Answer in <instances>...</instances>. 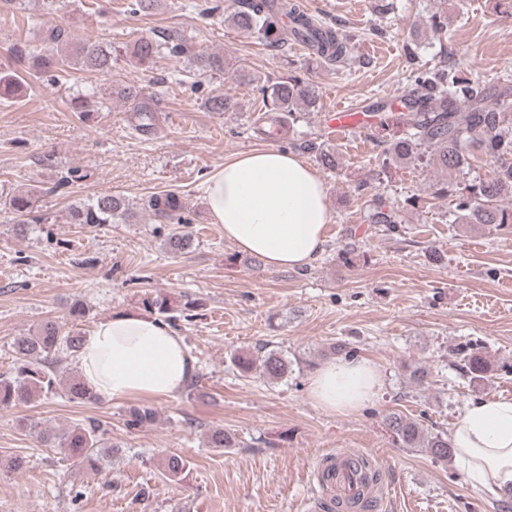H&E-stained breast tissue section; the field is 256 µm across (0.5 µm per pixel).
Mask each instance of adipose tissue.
<instances>
[{"label": "adipose tissue", "instance_id": "obj_1", "mask_svg": "<svg viewBox=\"0 0 512 512\" xmlns=\"http://www.w3.org/2000/svg\"><path fill=\"white\" fill-rule=\"evenodd\" d=\"M203 193L225 240L272 270L306 269L323 253L330 221L327 189L303 159L273 146L234 155L211 169ZM83 382L102 399H167L195 370L182 336L139 310L105 316L84 334L77 356ZM383 385L377 364L332 358L308 379L318 407L350 413L371 404ZM454 457L485 495H512V399L487 397L465 406L453 427Z\"/></svg>", "mask_w": 512, "mask_h": 512}]
</instances>
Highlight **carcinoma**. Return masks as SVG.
Listing matches in <instances>:
<instances>
[{"label": "carcinoma", "instance_id": "obj_1", "mask_svg": "<svg viewBox=\"0 0 512 512\" xmlns=\"http://www.w3.org/2000/svg\"><path fill=\"white\" fill-rule=\"evenodd\" d=\"M289 20L287 34L295 40L310 44L312 54L321 61L344 63L347 60L346 37L330 26H324L309 17L300 6L290 0H238V8L230 14L239 28L261 35L269 42L280 40L281 32L274 24V16ZM44 46L38 49L25 41L13 46V56L18 61L31 59L39 71L51 74L53 81H60L67 68L78 66L82 70L108 74L112 72V43L97 41L76 44L63 25H49L42 29ZM189 52L187 40L172 35L160 42L140 37L133 45L131 58L138 66L150 68L162 53L182 57ZM197 75L224 70L220 56L193 57ZM413 89L403 112H385L377 132L388 133L384 145L381 167L405 161L434 164L450 172L462 173L472 162L484 158L493 166V173L486 179L472 181L464 186L449 184L438 189V196L454 202V212L467 224H481L488 230L512 227V206L500 204L501 198L512 193V79L506 77L500 84L489 87L463 79L457 73L420 70L410 73ZM21 77L14 72L0 73V96L11 98L20 90ZM256 91L269 112H286L293 115L315 106L317 91L312 83L299 76L274 83L257 82ZM124 98L131 102L136 129L145 131L150 126L153 113L159 111L160 100L153 103L141 101V92L134 86L123 90ZM105 109L92 89L74 98L72 111L84 118L92 112ZM299 148L314 152L320 164L329 171L339 169L335 151L323 149L313 142ZM85 178L78 168H70L54 183L51 191L59 192ZM5 207L13 214L16 229L22 231L28 224H45L48 217L38 208L34 193L11 195L4 200ZM146 207L156 216L169 222L165 244L173 254L183 253L192 245L187 231L188 221L182 216L185 205L180 196L163 190L149 196ZM130 208L125 197L107 192L84 202L73 203L67 215L69 224H118L126 223ZM373 224H386L396 228L399 209L381 198L374 200L369 214ZM166 316L167 321L177 319V314L190 309L193 303L176 309L166 298L146 302ZM79 333L65 329L55 320L41 323L34 331L14 339L13 371L0 374V407L28 403L35 396L64 394L71 401L96 399L95 394L75 376L67 383L59 379L63 357L76 354L80 348ZM236 365L244 373L259 367L260 373L270 380H279L288 373V359L277 351L266 353L260 361L239 355ZM466 372L474 378L486 373L483 356L469 349L463 356ZM156 410L149 405L130 408L126 423L133 428L154 423ZM386 426L395 442L403 448H423L436 461L452 458L451 442L445 432H429L416 419L400 413L386 417ZM103 424L88 419L65 431L46 428L38 432L40 441L60 448L74 467L97 471L112 464L110 444L104 440ZM162 474L170 481L182 480L189 462L179 455H168L161 461Z\"/></svg>", "mask_w": 512, "mask_h": 512}]
</instances>
